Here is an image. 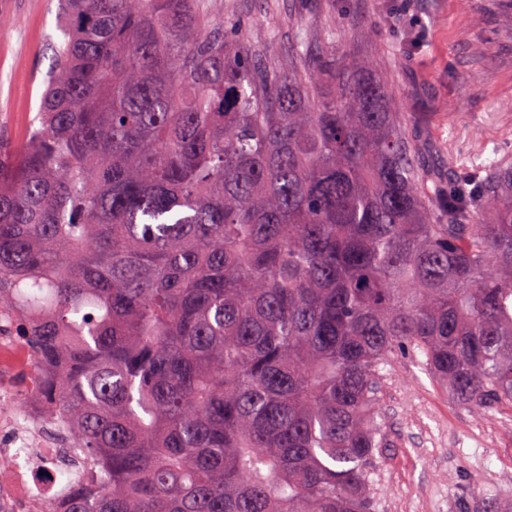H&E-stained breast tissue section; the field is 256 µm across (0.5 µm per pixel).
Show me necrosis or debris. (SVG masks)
I'll return each instance as SVG.
<instances>
[{
	"label": "necrosis or debris",
	"mask_w": 512,
	"mask_h": 512,
	"mask_svg": "<svg viewBox=\"0 0 512 512\" xmlns=\"http://www.w3.org/2000/svg\"><path fill=\"white\" fill-rule=\"evenodd\" d=\"M14 326V313L0 312V456L15 462L9 478H0V512H41L54 495L57 475L50 470L35 479L32 464L60 455L63 429L46 406L16 399L12 378L28 364L29 350Z\"/></svg>",
	"instance_id": "obj_1"
}]
</instances>
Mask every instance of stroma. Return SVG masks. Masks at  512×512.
<instances>
[{
  "instance_id": "1",
  "label": "stroma",
  "mask_w": 512,
  "mask_h": 512,
  "mask_svg": "<svg viewBox=\"0 0 512 512\" xmlns=\"http://www.w3.org/2000/svg\"><path fill=\"white\" fill-rule=\"evenodd\" d=\"M251 47L287 58L297 22L342 36L371 58L405 113L433 181L512 163V0H223ZM57 0H0V136L23 144L50 67ZM397 353L381 371L385 445L370 469L374 512H465L512 503V411L461 407L422 365Z\"/></svg>"
}]
</instances>
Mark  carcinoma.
<instances>
[{"label":"carcinoma","mask_w":512,"mask_h":512,"mask_svg":"<svg viewBox=\"0 0 512 512\" xmlns=\"http://www.w3.org/2000/svg\"><path fill=\"white\" fill-rule=\"evenodd\" d=\"M209 0H61L0 137V311L85 482L43 512H373L397 352L512 409V165L429 194L369 60L255 53Z\"/></svg>","instance_id":"cac0c4a2"}]
</instances>
